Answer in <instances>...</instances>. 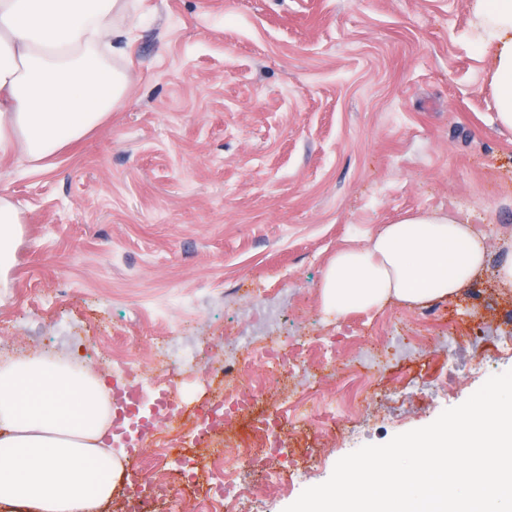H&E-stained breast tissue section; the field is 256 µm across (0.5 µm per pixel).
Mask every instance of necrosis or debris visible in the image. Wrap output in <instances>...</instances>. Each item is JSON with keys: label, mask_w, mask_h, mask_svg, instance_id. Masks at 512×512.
I'll return each instance as SVG.
<instances>
[{"label": "necrosis or debris", "mask_w": 512, "mask_h": 512, "mask_svg": "<svg viewBox=\"0 0 512 512\" xmlns=\"http://www.w3.org/2000/svg\"><path fill=\"white\" fill-rule=\"evenodd\" d=\"M258 354L270 378L283 373L294 375L303 367L294 345L279 337L268 338L259 347ZM162 355L179 364L197 363L203 370L217 366L188 350L175 354L166 348ZM251 364V359L241 358L217 366L228 377L224 391L195 406L193 427L188 431L181 423L184 415L181 399L170 396L161 380L145 378L138 363L132 360L123 362L118 368L112 386L113 427H130L142 406L152 403L156 418L163 421L166 431L160 456L171 460L186 482H195L203 473L208 476L207 489L199 501L201 512H223L230 502L245 498L246 490L238 478L240 468H250L264 485L272 484L277 471L294 468V453L282 432L281 416L276 411L254 418L250 437L225 446L222 459L213 456L214 436L223 433L233 418L253 407L251 395L239 385ZM177 499L172 486L153 473L130 483L121 498L115 501L113 512H155L157 502L173 503Z\"/></svg>", "instance_id": "1"}]
</instances>
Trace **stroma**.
Returning <instances> with one entry per match:
<instances>
[{"label":"stroma","mask_w":512,"mask_h":512,"mask_svg":"<svg viewBox=\"0 0 512 512\" xmlns=\"http://www.w3.org/2000/svg\"><path fill=\"white\" fill-rule=\"evenodd\" d=\"M127 98L35 173L0 161L24 235L0 305V348L111 374L152 368L163 337L220 360L242 336L326 337L312 387L255 389L287 408L299 475L239 474L284 512L336 462L433 422L512 370V130L496 114L492 41L471 0H137ZM419 212L467 220L487 269L426 307L343 317L321 282L338 250ZM270 316L253 314L249 292ZM363 387L360 410L337 403ZM336 408L335 419L322 415Z\"/></svg>","instance_id":"1"}]
</instances>
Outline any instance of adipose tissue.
Instances as JSON below:
<instances>
[{
    "label": "adipose tissue",
    "mask_w": 512,
    "mask_h": 512,
    "mask_svg": "<svg viewBox=\"0 0 512 512\" xmlns=\"http://www.w3.org/2000/svg\"><path fill=\"white\" fill-rule=\"evenodd\" d=\"M493 29L497 117L512 129V0H474ZM132 0H0V158L49 168L67 145L103 124L126 98ZM19 208L0 196V301L9 296ZM487 243L451 213L385 225L362 248L343 249L321 286L342 317L395 302L452 299L484 269ZM105 383L70 362L34 354L0 361V504L28 512H98L124 466L114 460Z\"/></svg>",
    "instance_id": "obj_1"
}]
</instances>
